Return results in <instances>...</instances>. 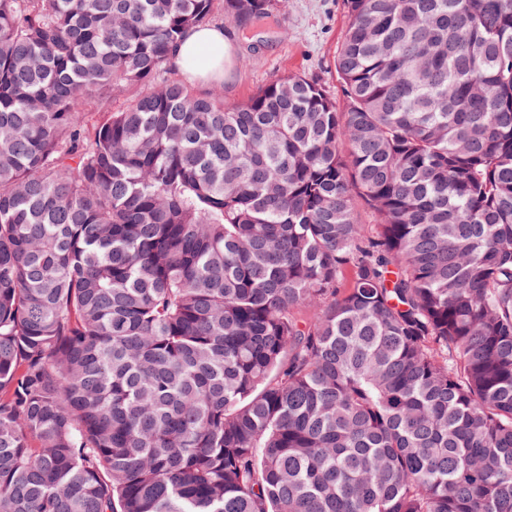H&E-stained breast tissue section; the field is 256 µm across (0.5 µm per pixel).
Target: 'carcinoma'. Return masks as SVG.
<instances>
[{"label": "carcinoma", "mask_w": 512, "mask_h": 512, "mask_svg": "<svg viewBox=\"0 0 512 512\" xmlns=\"http://www.w3.org/2000/svg\"><path fill=\"white\" fill-rule=\"evenodd\" d=\"M218 5L0 0V512H512V0H344L341 107ZM223 26L194 28L176 46L172 62L192 79L200 92L213 90L218 83L224 104L247 101L285 73L317 80L341 107L343 98L334 68V57L347 24L343 0H288L283 12L266 24L242 33L219 12L213 24ZM224 31L232 37V49ZM212 57L207 69H190V62L202 51Z\"/></svg>", "instance_id": "obj_1"}]
</instances>
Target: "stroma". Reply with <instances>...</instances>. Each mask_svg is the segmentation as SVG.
I'll use <instances>...</instances> for the list:
<instances>
[{
	"instance_id": "obj_1",
	"label": "stroma",
	"mask_w": 512,
	"mask_h": 512,
	"mask_svg": "<svg viewBox=\"0 0 512 512\" xmlns=\"http://www.w3.org/2000/svg\"><path fill=\"white\" fill-rule=\"evenodd\" d=\"M232 38L218 83L195 82L198 92L220 90L225 105L247 101L287 73L317 80L333 99H341L334 57L347 24L344 0H288L266 24L242 32L216 16Z\"/></svg>"
}]
</instances>
